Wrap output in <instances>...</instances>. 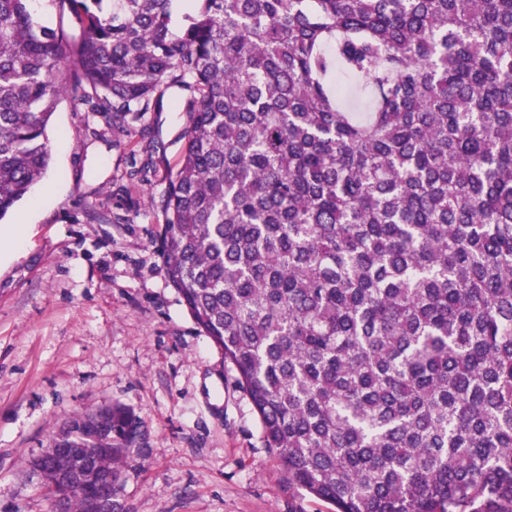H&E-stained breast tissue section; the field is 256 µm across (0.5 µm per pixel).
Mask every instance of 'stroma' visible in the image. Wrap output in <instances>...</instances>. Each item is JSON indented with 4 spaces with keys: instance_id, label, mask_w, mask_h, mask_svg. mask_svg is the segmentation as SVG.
<instances>
[{
    "instance_id": "obj_1",
    "label": "stroma",
    "mask_w": 512,
    "mask_h": 512,
    "mask_svg": "<svg viewBox=\"0 0 512 512\" xmlns=\"http://www.w3.org/2000/svg\"><path fill=\"white\" fill-rule=\"evenodd\" d=\"M184 98L129 119L145 139L62 100L49 170L0 221L3 233L31 216L20 251L0 254V512H52L29 460L67 417L108 403L144 436L125 512H331L289 486L236 372L167 281L159 200Z\"/></svg>"
}]
</instances>
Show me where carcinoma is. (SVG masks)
Instances as JSON below:
<instances>
[{
    "label": "carcinoma",
    "mask_w": 512,
    "mask_h": 512,
    "mask_svg": "<svg viewBox=\"0 0 512 512\" xmlns=\"http://www.w3.org/2000/svg\"><path fill=\"white\" fill-rule=\"evenodd\" d=\"M33 2L0 0V219L61 97L110 125L189 92L165 274L288 484L333 512H512V0H48L77 38ZM140 437L104 404L30 467L79 478L64 512H124ZM36 1L38 2L35 3H41L40 13L44 18L48 19L54 24H59L61 22L64 30L69 32L70 34L77 35L79 33V28L76 23V20L70 14L69 11H59V9H57L54 6L48 5L45 1Z\"/></svg>",
    "instance_id": "obj_1"
}]
</instances>
